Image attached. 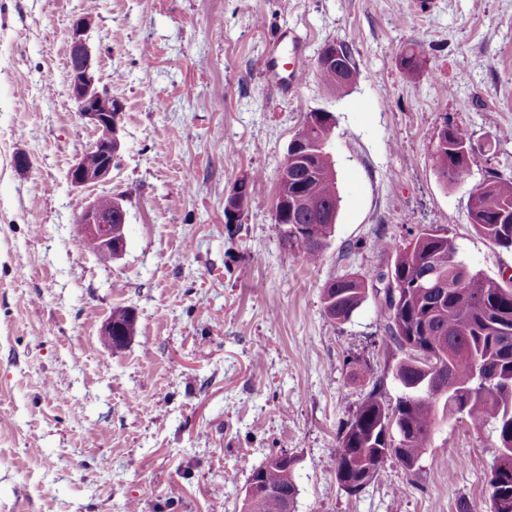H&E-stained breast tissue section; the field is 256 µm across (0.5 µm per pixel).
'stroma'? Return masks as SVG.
<instances>
[{"label":"stroma","mask_w":512,"mask_h":512,"mask_svg":"<svg viewBox=\"0 0 512 512\" xmlns=\"http://www.w3.org/2000/svg\"><path fill=\"white\" fill-rule=\"evenodd\" d=\"M92 12L99 87L123 106L121 160L78 190L67 171L93 138L68 93L69 29ZM303 38L336 42L358 77L346 94L308 72L269 74ZM419 45L411 77L402 51ZM334 116L341 196L318 264L280 244V161L308 112ZM483 146L466 182L441 179L443 125ZM32 161L14 165L18 152ZM512 177V0H0V512H240L252 471L295 456V512H458L489 494L494 422L451 417L413 469L389 460L360 494L336 481L337 432L368 393L384 398L403 354L368 296L330 321L322 292L370 278L421 230L453 237L483 276L512 249L474 230L468 204ZM255 179L230 232L224 203ZM126 197V247L102 263L77 242V198ZM133 310L112 350L101 330ZM111 317L105 322L102 329V336H104L105 341L111 349L115 347V336L112 335V323L114 327L124 330L129 334L126 342L115 349V351H119L125 348L131 337L134 335L135 318L132 312L127 308L113 309Z\"/></svg>","instance_id":"35a3bbf8"}]
</instances>
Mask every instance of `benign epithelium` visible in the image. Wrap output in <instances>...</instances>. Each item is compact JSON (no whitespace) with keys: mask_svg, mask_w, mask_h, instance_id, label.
I'll return each mask as SVG.
<instances>
[{"mask_svg":"<svg viewBox=\"0 0 512 512\" xmlns=\"http://www.w3.org/2000/svg\"><path fill=\"white\" fill-rule=\"evenodd\" d=\"M92 14L75 19L69 31V96L80 118L92 128L94 139L70 167L67 177L75 188H86L109 180L117 166L120 153L119 131L122 105L112 95L99 88L91 73L92 59L87 34ZM96 155V163L85 158ZM124 196H109V206L103 207L100 198L85 199L76 211L80 238L93 240L109 260L118 258L124 248V225L114 224L117 214H125Z\"/></svg>","mask_w":512,"mask_h":512,"instance_id":"obj_1","label":"benign epithelium"}]
</instances>
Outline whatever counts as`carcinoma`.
Listing matches in <instances>:
<instances>
[{
    "mask_svg": "<svg viewBox=\"0 0 512 512\" xmlns=\"http://www.w3.org/2000/svg\"><path fill=\"white\" fill-rule=\"evenodd\" d=\"M344 84L337 67L316 65L322 84L336 94L356 83L358 71L349 50ZM421 52L414 48L402 54V66L410 74L422 66ZM333 115L305 121L298 135L309 154L287 149L280 170L288 173V197L294 212L275 221L281 244L306 265L320 261L324 245L334 232L326 221L328 213L339 212L340 195L336 179L325 170L332 163L318 155L319 145L330 142ZM471 142L467 129L448 127L446 146L434 151L439 174L459 184L469 176L470 158L464 148ZM469 217L476 219V232L490 242L512 247V178L492 175L469 199ZM457 245L449 236L418 233L395 254L392 266L402 293L394 299L390 290L377 306V315L388 338L399 349L421 345L440 350L443 356L428 371L411 358L400 361L395 376L406 393L393 413L386 411L384 381L373 380L371 389L352 418L338 429L336 477L352 486L350 494L365 489L388 460L385 449L392 444L389 416L402 432L399 459L407 468L432 447L438 426L448 417L465 415L479 426L489 419L497 423L499 447L512 449V279L499 282L482 276L456 258ZM367 279L341 276L323 297L327 317L344 322L367 299ZM113 326L134 335L135 318L127 308L112 310ZM498 375V382L483 386L477 382L480 367ZM443 393L442 399L434 397ZM251 476L269 492L258 500H242V512H285L297 495L293 473L274 464L255 468ZM489 497L480 502L463 501L458 512H512V479L500 480L491 473Z\"/></svg>",
    "mask_w": 512,
    "mask_h": 512,
    "instance_id": "cac0c4a2",
    "label": "carcinoma"
}]
</instances>
